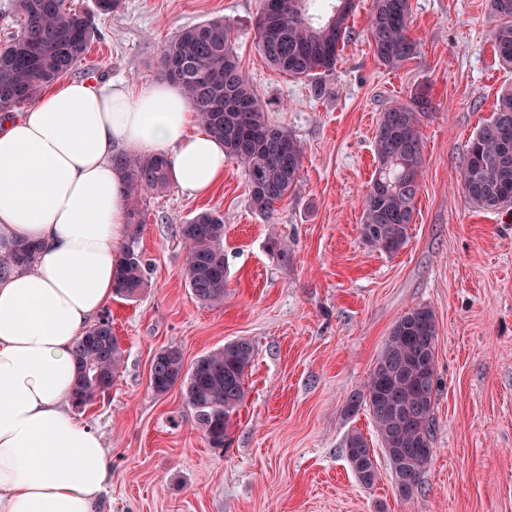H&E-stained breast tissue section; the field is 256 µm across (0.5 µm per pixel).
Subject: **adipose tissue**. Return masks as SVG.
I'll use <instances>...</instances> for the list:
<instances>
[{"label":"adipose tissue","mask_w":512,"mask_h":512,"mask_svg":"<svg viewBox=\"0 0 512 512\" xmlns=\"http://www.w3.org/2000/svg\"><path fill=\"white\" fill-rule=\"evenodd\" d=\"M166 154L188 194L224 179L223 142L174 84L62 79L0 113V512H91L110 480L102 435L69 410L75 341L111 300L127 200L113 156ZM39 248L36 244L26 241H17L9 254L10 262L16 266H30L37 259Z\"/></svg>","instance_id":"1"}]
</instances>
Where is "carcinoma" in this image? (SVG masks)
<instances>
[{
  "label": "carcinoma",
  "mask_w": 512,
  "mask_h": 512,
  "mask_svg": "<svg viewBox=\"0 0 512 512\" xmlns=\"http://www.w3.org/2000/svg\"><path fill=\"white\" fill-rule=\"evenodd\" d=\"M333 0L325 15L312 12L316 0H262L257 19L258 49L278 72L314 83L322 94L324 79L336 69L350 34L353 10ZM19 30L0 45V111L32 101L66 76L87 52L95 28L90 17L68 0H14ZM409 0H373L367 37L374 56L396 68L416 54L409 36ZM497 24L492 40L498 59L512 66V0H490ZM159 75L180 87L203 128L224 142L227 158L239 163L248 184L249 203L262 213L293 193L304 157L303 145L265 116L253 82L231 39V26L211 19L184 28L160 50ZM427 100L413 96L380 113L373 137L377 167L362 198V240L388 256L405 247L413 223L423 167L421 117ZM512 141V89L499 97L494 112L473 134L466 152L462 184L468 201L483 211L512 205V144L502 148L501 134ZM121 171L129 201L127 241L115 274V295L135 298L145 288V263L139 250L144 224L138 198L165 189L170 164L161 153L113 158ZM187 245L184 276L192 294L207 305L224 302L228 271L224 260V218L204 212L181 225ZM36 244L17 241L9 254L16 266L37 259ZM435 316L427 306L406 311L393 325L364 391L350 399L347 411L369 409L395 485L406 499L415 495L421 475L435 453ZM77 380L72 403L85 406L108 391L119 371L123 350L105 319L87 328L74 346ZM253 347L236 340L199 357L184 368L176 349L155 357L152 389L164 394L180 386L198 428L213 448L230 437L233 414L245 398V372ZM347 461L358 481L371 486L377 464L365 436L357 431L344 440Z\"/></svg>",
  "instance_id": "1"
}]
</instances>
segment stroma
Listing matches in <instances>:
<instances>
[{
    "label": "stroma",
    "mask_w": 512,
    "mask_h": 512,
    "mask_svg": "<svg viewBox=\"0 0 512 512\" xmlns=\"http://www.w3.org/2000/svg\"><path fill=\"white\" fill-rule=\"evenodd\" d=\"M98 30L70 73L131 87L158 81L162 45L182 28L230 22L241 63L269 122L305 149L293 194L263 215L248 204L234 161L211 195L178 185L140 197L146 288L112 297L104 314L124 351L109 392L75 416L108 449L111 480L94 512H512V210L474 208L462 186L469 138L493 112L512 68L492 42L488 0H409L414 57L390 69L367 40L372 0H356L350 38L322 95L271 68L257 48L261 0H123L99 14L72 0ZM424 94V164L414 222L393 256L359 234L362 197L376 168L381 112ZM224 218L229 279L222 306L185 283L181 224ZM286 245L272 250V242ZM435 315V454L412 498L397 491L362 392L397 319L416 306ZM248 340L254 358L232 442L210 447L179 388L150 385L156 355L185 364ZM362 433L379 477L358 482L344 439Z\"/></svg>",
    "instance_id": "stroma-1"
}]
</instances>
